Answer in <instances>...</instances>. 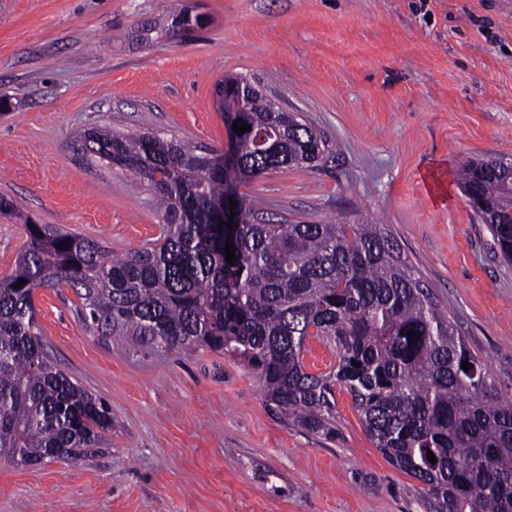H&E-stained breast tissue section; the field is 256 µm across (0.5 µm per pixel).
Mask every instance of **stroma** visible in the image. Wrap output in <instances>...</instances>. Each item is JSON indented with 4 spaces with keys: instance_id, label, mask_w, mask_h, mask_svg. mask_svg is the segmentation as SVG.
Listing matches in <instances>:
<instances>
[{
    "instance_id": "35a3bbf8",
    "label": "stroma",
    "mask_w": 512,
    "mask_h": 512,
    "mask_svg": "<svg viewBox=\"0 0 512 512\" xmlns=\"http://www.w3.org/2000/svg\"><path fill=\"white\" fill-rule=\"evenodd\" d=\"M238 75L329 150L242 185L258 221L386 225L512 396V263L457 183L467 161L512 154V0H0V196L116 256L153 246L151 192L82 134L226 151L216 90ZM34 303L47 353L108 403L112 430L71 465L0 462V512H430L347 391L329 440L236 359L95 336L68 287Z\"/></svg>"
}]
</instances>
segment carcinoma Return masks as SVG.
I'll list each match as a JSON object with an SVG mask.
<instances>
[{
    "label": "carcinoma",
    "instance_id": "1",
    "mask_svg": "<svg viewBox=\"0 0 512 512\" xmlns=\"http://www.w3.org/2000/svg\"><path fill=\"white\" fill-rule=\"evenodd\" d=\"M237 119L251 130L230 132L238 165L230 234L222 227L224 154L109 127L85 134L87 149L145 184L159 207V243L112 259L93 239L24 218L25 247L0 278V461L26 468L44 451L70 464L112 431L109 405L44 352L35 292L67 286L90 332L221 351L256 373L288 419L325 437L336 435L334 387L346 390L374 447L423 485L432 512H512V397L497 395L383 225L255 219L237 186L276 167L316 166L328 146L297 113L273 112L261 95ZM483 168L482 160L465 164L459 185L478 199L511 263L512 175ZM310 337L335 346L336 368L306 371Z\"/></svg>",
    "mask_w": 512,
    "mask_h": 512
}]
</instances>
